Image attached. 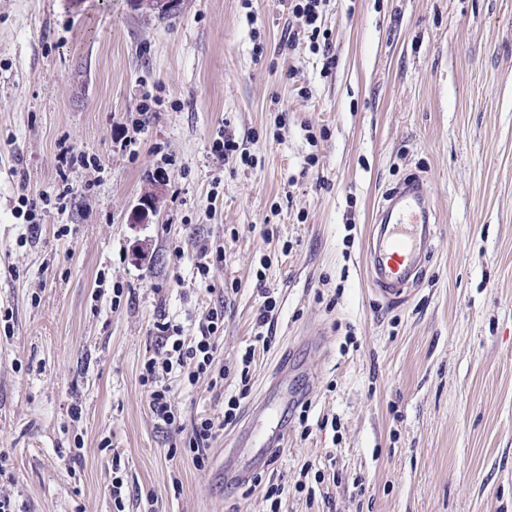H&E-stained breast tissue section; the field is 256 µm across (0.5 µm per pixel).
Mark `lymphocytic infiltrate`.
Instances as JSON below:
<instances>
[{
    "mask_svg": "<svg viewBox=\"0 0 512 512\" xmlns=\"http://www.w3.org/2000/svg\"><path fill=\"white\" fill-rule=\"evenodd\" d=\"M223 323V314L215 309L208 312L194 336L183 335L179 325L156 322L162 353L145 360L140 374V382L146 390L149 408L157 427L183 434L184 447L189 449L193 460L200 466L205 463L207 449L217 431L236 420L241 401L248 395L247 385L255 349L247 347L241 356V388L238 394L225 399L220 416L197 419L191 429H184L181 423L169 381L177 377L193 385L200 378L211 375Z\"/></svg>",
    "mask_w": 512,
    "mask_h": 512,
    "instance_id": "lymphocytic-infiltrate-1",
    "label": "lymphocytic infiltrate"
}]
</instances>
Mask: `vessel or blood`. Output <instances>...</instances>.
Masks as SVG:
<instances>
[{
	"mask_svg": "<svg viewBox=\"0 0 512 512\" xmlns=\"http://www.w3.org/2000/svg\"><path fill=\"white\" fill-rule=\"evenodd\" d=\"M432 216L431 195L423 179L403 183L386 195L368 244L371 281L384 297L400 298L416 283V274L433 249ZM295 398L288 368L280 366L265 401L278 412L287 409ZM283 437V422L276 419L263 431L243 434L234 445L254 449L252 463L257 466L266 462L270 450L279 447Z\"/></svg>",
	"mask_w": 512,
	"mask_h": 512,
	"instance_id": "b4317fda",
	"label": "vessel or blood"
}]
</instances>
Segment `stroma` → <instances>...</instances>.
<instances>
[{
  "instance_id": "stroma-1",
  "label": "stroma",
  "mask_w": 512,
  "mask_h": 512,
  "mask_svg": "<svg viewBox=\"0 0 512 512\" xmlns=\"http://www.w3.org/2000/svg\"><path fill=\"white\" fill-rule=\"evenodd\" d=\"M288 0H0V488L22 512H512V0H327L324 70ZM234 133L243 159L212 145ZM81 163L65 166L66 149ZM427 181L434 249L407 298L366 273L385 194ZM66 209L44 205L62 184ZM155 211L130 214L145 194ZM37 202L28 223L19 195ZM224 262L200 276L201 248ZM275 337L204 466L156 426L154 324L224 313L223 388L172 380L184 427L237 393L263 288ZM310 406L261 479L224 452L280 359ZM315 489L297 491V481ZM112 506L115 512H126L127 494L124 487L123 468L121 465V457L119 454L112 455Z\"/></svg>"
}]
</instances>
